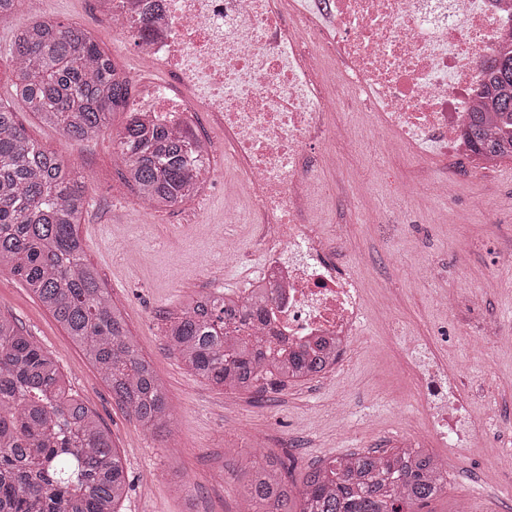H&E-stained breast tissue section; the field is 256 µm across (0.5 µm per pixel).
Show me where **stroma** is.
<instances>
[{"instance_id":"1","label":"stroma","mask_w":512,"mask_h":512,"mask_svg":"<svg viewBox=\"0 0 512 512\" xmlns=\"http://www.w3.org/2000/svg\"><path fill=\"white\" fill-rule=\"evenodd\" d=\"M51 14L65 23L93 29L101 47L120 66L131 58L115 51L111 31L98 28L94 0H39L24 5L12 23H0V90L8 87L12 61L7 43L13 26ZM19 119L31 139L58 152L87 181L89 206L78 232L87 259L100 270L112 296L125 312L128 328L142 355L152 361L164 386L173 427L152 433L112 399V394L81 351L22 281L0 271V313L15 321L58 360L68 387L90 407L112 434L133 480L120 512H237L251 467L270 456L286 460L285 477L302 486L310 467L358 450L392 447L406 429L425 425L416 393L410 356L397 336L414 332L432 342L439 359L460 370L467 413L490 423L482 438L465 446L431 444L432 454L448 460V490L421 512H512V480L490 463L495 450L512 449V348L480 334L483 321L512 324V160L483 173L455 158L421 159L397 152L375 155L381 136L369 117L336 113L341 134L363 141L365 150L344 149V170L376 184L381 217L353 202L347 189L326 199L328 234L340 237L334 255L347 271L360 276L370 298L390 294L394 312L372 306L363 336L329 381L269 384L251 392H230L191 375L169 347L165 328L188 295L212 284L210 269L224 215L246 207L245 197L216 196L209 210L196 213L192 201L166 209L141 208L124 178L117 135L127 115L115 113L96 140L81 144L40 125L29 113ZM431 179L448 182V211L465 221H445L443 213L423 203L399 205L400 189ZM234 257L225 259L224 291L247 288L263 260L249 224L233 225ZM176 243L179 255L168 251ZM434 269L416 285L409 274L415 259ZM497 281L487 290L486 279ZM440 291L454 292L457 308L435 306ZM349 403L355 416L339 424L332 406ZM265 447L251 448V437Z\"/></svg>"}]
</instances>
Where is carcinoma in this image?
<instances>
[{
  "instance_id": "carcinoma-1",
  "label": "carcinoma",
  "mask_w": 512,
  "mask_h": 512,
  "mask_svg": "<svg viewBox=\"0 0 512 512\" xmlns=\"http://www.w3.org/2000/svg\"><path fill=\"white\" fill-rule=\"evenodd\" d=\"M10 100L0 99V268L19 277L112 392L147 429L170 425L167 395L139 351L123 310L84 258L78 225L85 178L33 141L18 122L29 112L69 142L96 138L123 111L130 84L84 28L49 18L14 28ZM483 99L467 134L475 153L512 160V50L481 65ZM117 146L126 180L154 208L197 192L191 140L128 117ZM253 310L216 292L183 305L166 330L170 348L197 378L247 392L262 380L298 382L328 363L301 350L281 358L261 337L224 334V318ZM286 464L253 467L248 512H416L448 490V469L423 448L357 451L325 461L294 489ZM130 488L123 458L97 412L66 393L56 358L0 315V512H117Z\"/></svg>"
}]
</instances>
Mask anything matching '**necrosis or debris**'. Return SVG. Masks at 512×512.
I'll return each mask as SVG.
<instances>
[{
	"label": "necrosis or debris",
	"mask_w": 512,
	"mask_h": 512,
	"mask_svg": "<svg viewBox=\"0 0 512 512\" xmlns=\"http://www.w3.org/2000/svg\"><path fill=\"white\" fill-rule=\"evenodd\" d=\"M96 0L117 49L135 62L128 109L153 127L197 142L200 208L212 194L247 196L233 224L259 227L264 261L239 302L260 317L241 326L279 349L344 358L359 341L367 298L336 266L316 202L339 168L332 113L370 112L382 154L478 160L466 136L481 64L512 45V0ZM223 133L210 139L209 129ZM237 165L223 177L224 159ZM430 421L403 447L432 438L459 445L485 425L465 413L457 367L427 337L399 338Z\"/></svg>",
	"instance_id": "4bbe7bcc"
}]
</instances>
